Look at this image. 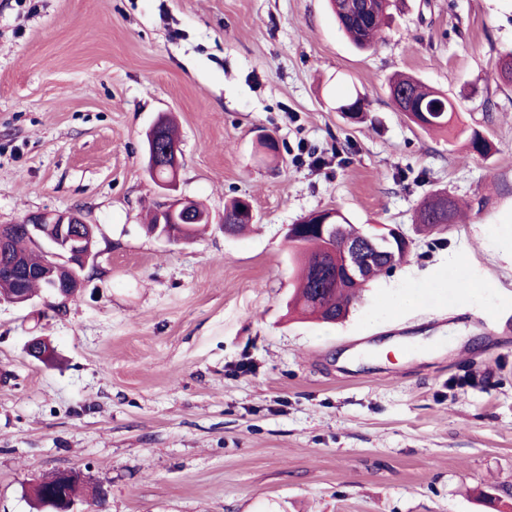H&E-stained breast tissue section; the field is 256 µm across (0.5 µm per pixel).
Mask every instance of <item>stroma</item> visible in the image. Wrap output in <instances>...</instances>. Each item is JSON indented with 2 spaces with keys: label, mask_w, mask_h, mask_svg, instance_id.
<instances>
[{
  "label": "stroma",
  "mask_w": 512,
  "mask_h": 512,
  "mask_svg": "<svg viewBox=\"0 0 512 512\" xmlns=\"http://www.w3.org/2000/svg\"><path fill=\"white\" fill-rule=\"evenodd\" d=\"M509 52L512 0H397L367 51L328 0H0V225L74 211L97 228L76 296L0 300V512H35L32 485L62 468L108 490L76 512H512ZM397 73L454 100L457 133L398 112ZM356 92L352 120L336 105ZM167 117L176 193L211 214L188 243L145 228L144 142ZM438 188L466 216L417 231ZM240 197L258 216L243 236L222 224ZM332 208L413 243L323 325L287 313L286 234ZM464 279L489 289L464 301ZM414 336L448 345L338 362ZM35 337L52 359L29 356Z\"/></svg>",
  "instance_id": "obj_1"
}]
</instances>
